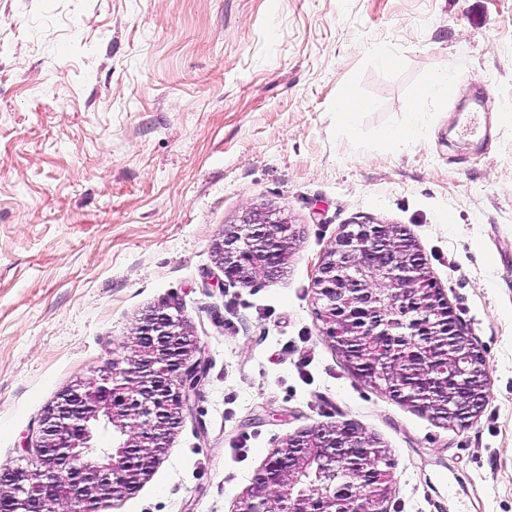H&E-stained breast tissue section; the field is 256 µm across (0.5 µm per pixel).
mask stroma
Here are the masks:
<instances>
[{
  "label": "stroma",
  "mask_w": 512,
  "mask_h": 512,
  "mask_svg": "<svg viewBox=\"0 0 512 512\" xmlns=\"http://www.w3.org/2000/svg\"><path fill=\"white\" fill-rule=\"evenodd\" d=\"M446 65L455 97L417 101ZM345 87L370 103L348 121ZM252 207L295 245L229 283L214 245ZM358 223L416 241L484 355L468 423L356 379L325 336L317 269ZM170 299L208 374L102 512H233L285 438L343 422L391 458L388 512H512V0H0V466Z\"/></svg>",
  "instance_id": "1"
}]
</instances>
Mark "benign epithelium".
<instances>
[{
  "label": "benign epithelium",
  "instance_id": "1",
  "mask_svg": "<svg viewBox=\"0 0 512 512\" xmlns=\"http://www.w3.org/2000/svg\"><path fill=\"white\" fill-rule=\"evenodd\" d=\"M399 237L389 224H358L342 232L326 252L315 277L316 300L327 337L336 338V308L368 316L360 336H377L387 328L383 315L393 311H433L448 323L452 312L430 268L409 255L417 244L406 237L400 251L391 247ZM296 240L293 225L275 212L250 209L240 222L224 229L215 244L219 268L229 282L249 283L281 271ZM179 306L165 302L145 314L136 328L130 354L109 362L100 378L80 381L63 391L39 421L34 468L0 469V502L9 512H99L110 500L135 494L167 452L169 441L191 407L207 374L199 346L177 315ZM481 398L457 399L460 422L476 414ZM112 432L105 447L96 428ZM336 443V426L315 427L289 436L253 478L235 512H336V462L356 448L373 443L359 427ZM52 476L63 493H39ZM394 480L357 492L345 501L344 512H387Z\"/></svg>",
  "mask_w": 512,
  "mask_h": 512
}]
</instances>
